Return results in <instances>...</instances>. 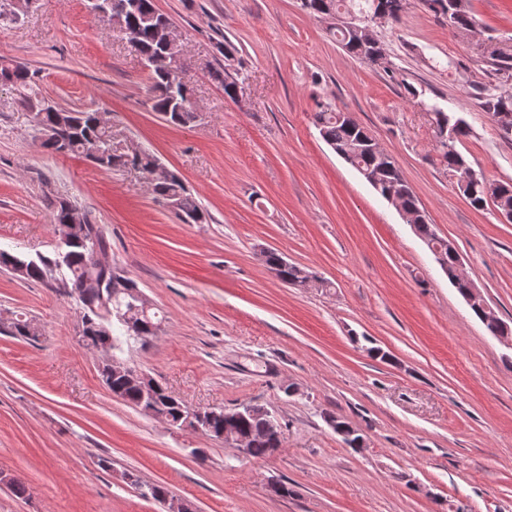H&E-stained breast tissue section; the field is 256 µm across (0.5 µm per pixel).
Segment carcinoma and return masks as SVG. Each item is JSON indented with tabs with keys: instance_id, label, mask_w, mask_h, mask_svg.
Wrapping results in <instances>:
<instances>
[{
	"instance_id": "carcinoma-1",
	"label": "carcinoma",
	"mask_w": 512,
	"mask_h": 512,
	"mask_svg": "<svg viewBox=\"0 0 512 512\" xmlns=\"http://www.w3.org/2000/svg\"><path fill=\"white\" fill-rule=\"evenodd\" d=\"M124 0H107L105 21L116 26L126 36L132 37L141 56L147 61L151 89L154 93L152 108L162 118L176 126L191 124L193 107L187 99L188 90L184 86L171 89V73L176 69V60L164 48L159 33L162 14L156 12L154 0H138L133 11L122 8ZM302 7L309 14L318 17L333 11L340 17H360L375 8H383L389 21L400 20L406 8V0H301ZM443 4L442 14L448 18V28L458 32H472L477 26L468 7V0H439ZM336 40L353 58L374 63L373 54L381 53L384 47L373 32H365L346 23L334 27ZM488 57L496 69L505 74L512 73V47L507 50L488 52ZM16 92V102L33 113L40 145L56 155L78 154L94 163L98 168L110 170L118 165L131 164L142 172H148L156 157L148 150L140 148L131 154H116L112 151V128L98 122L96 111L44 106L40 89L39 71L25 65H0V84ZM482 108L492 119L502 114L512 115V94L488 92L482 96ZM433 113V134L436 135L439 160L448 174L454 176L467 172L472 179L459 192L476 210L491 204L504 218H512V183H489L477 172L468 158L457 148L469 134L468 124L456 119L436 104L429 105ZM315 125L322 140L363 177L375 173L378 177L377 192L394 197V201L409 216L417 234L428 248H441L446 262L444 272L448 280L456 281V248L446 239L438 236L419 200L403 180L395 160L389 154L381 155L373 150V136L348 113L329 108L315 113ZM156 202L165 205L175 204L174 214L186 223L206 224L210 220L207 211L201 208L186 189L183 181L175 174L152 187ZM53 209L56 232L74 223L73 210L62 199L50 201ZM81 223L87 225L84 237L76 238L64 254L52 257L42 256L30 259L8 251L0 250V267L17 271V276L26 280L47 282L59 280L69 287L67 294L75 298L80 307V321L86 325L84 345L96 348L107 346L111 351H123L131 343H147L161 329V320L156 313L148 312L140 324V329L132 333L124 321L118 318L120 311L127 307L130 291L138 285L130 278L113 277L112 271L95 267L92 261L91 246L95 245L103 254L109 249V242L93 224L88 213H81ZM267 266L282 281L296 288H306L319 279L307 269L292 264L279 253L269 251L265 257ZM458 282V281H456ZM469 281H460L457 291L467 289ZM103 383L128 405L140 407V392L127 384L118 375L103 370L100 372ZM155 405L166 413L174 426H182L186 406L174 397L161 383H156ZM204 415L209 421L213 434L224 431L225 414L222 408H206ZM268 417L263 407L255 405L249 412L237 419L238 429L252 436V457L264 459L274 453L276 444L268 437L266 423Z\"/></svg>"
}]
</instances>
